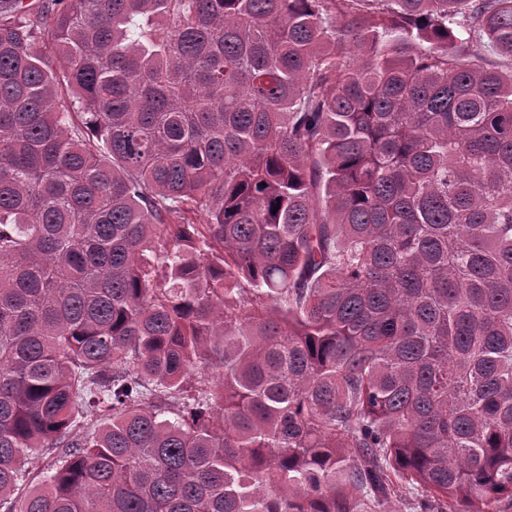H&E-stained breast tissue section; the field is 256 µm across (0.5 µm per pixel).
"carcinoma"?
I'll use <instances>...</instances> for the list:
<instances>
[{
  "label": "carcinoma",
  "instance_id": "carcinoma-1",
  "mask_svg": "<svg viewBox=\"0 0 512 512\" xmlns=\"http://www.w3.org/2000/svg\"><path fill=\"white\" fill-rule=\"evenodd\" d=\"M481 43L512 0H0V512H503Z\"/></svg>",
  "mask_w": 512,
  "mask_h": 512
}]
</instances>
